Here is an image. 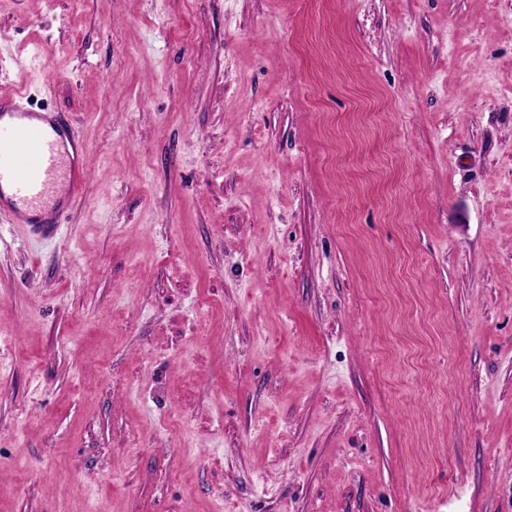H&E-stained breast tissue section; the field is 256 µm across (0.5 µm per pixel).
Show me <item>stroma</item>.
<instances>
[{"mask_svg": "<svg viewBox=\"0 0 512 512\" xmlns=\"http://www.w3.org/2000/svg\"><path fill=\"white\" fill-rule=\"evenodd\" d=\"M23 84L0 512H512V0H0ZM29 97L26 87L0 97V218L20 212L30 231L51 236L59 224L58 199L73 197L78 178L74 156L87 147L72 137L73 155L62 152L55 135L62 139L69 121L48 107L30 109Z\"/></svg>", "mask_w": 512, "mask_h": 512, "instance_id": "35a3bbf8", "label": "stroma"}]
</instances>
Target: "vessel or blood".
Wrapping results in <instances>:
<instances>
[{"instance_id": "b4317fda", "label": "vessel or blood", "mask_w": 512, "mask_h": 512, "mask_svg": "<svg viewBox=\"0 0 512 512\" xmlns=\"http://www.w3.org/2000/svg\"><path fill=\"white\" fill-rule=\"evenodd\" d=\"M27 88L0 97V218L20 214L30 231L51 236L57 231L58 200L72 197L78 172L74 157L85 143L71 138L70 152L59 139L70 123L49 108L28 106Z\"/></svg>"}]
</instances>
